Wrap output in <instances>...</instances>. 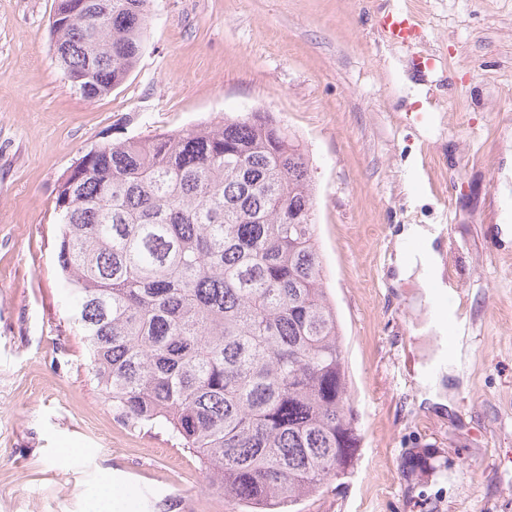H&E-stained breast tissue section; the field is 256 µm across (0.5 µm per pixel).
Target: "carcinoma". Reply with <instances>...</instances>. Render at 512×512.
I'll return each mask as SVG.
<instances>
[{
	"instance_id": "cac0c4a2",
	"label": "carcinoma",
	"mask_w": 512,
	"mask_h": 512,
	"mask_svg": "<svg viewBox=\"0 0 512 512\" xmlns=\"http://www.w3.org/2000/svg\"><path fill=\"white\" fill-rule=\"evenodd\" d=\"M152 0H58L56 59L92 99L138 62ZM57 266L97 387L161 424L230 512H281L347 474L360 434L327 295L309 160L264 112L82 156Z\"/></svg>"
}]
</instances>
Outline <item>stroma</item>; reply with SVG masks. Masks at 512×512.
Listing matches in <instances>:
<instances>
[{"label":"stroma","mask_w":512,"mask_h":512,"mask_svg":"<svg viewBox=\"0 0 512 512\" xmlns=\"http://www.w3.org/2000/svg\"><path fill=\"white\" fill-rule=\"evenodd\" d=\"M386 2L153 0L136 66L86 99L55 60L57 0H0V512H87L106 481L124 512H224L197 457L97 388L57 274L56 189L102 145L256 110L312 168L360 434L349 477L298 512H512V0H413V48L381 35ZM416 52L437 68L415 72ZM411 224L437 232L470 324L443 406L418 380L431 300L396 274Z\"/></svg>","instance_id":"obj_1"}]
</instances>
